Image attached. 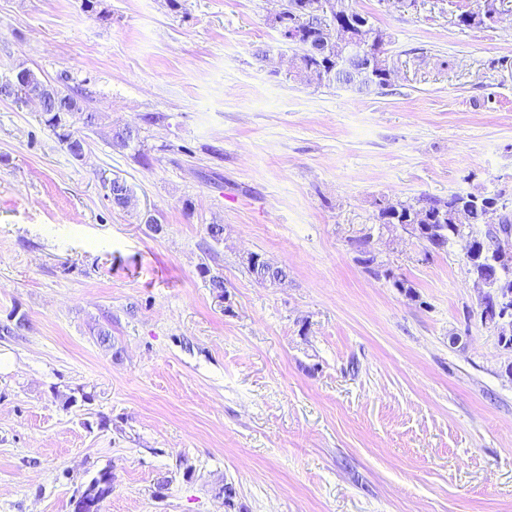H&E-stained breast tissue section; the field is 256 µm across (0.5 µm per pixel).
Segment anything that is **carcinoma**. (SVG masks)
<instances>
[{"mask_svg":"<svg viewBox=\"0 0 512 512\" xmlns=\"http://www.w3.org/2000/svg\"><path fill=\"white\" fill-rule=\"evenodd\" d=\"M328 0H290L288 12L299 18L295 23L294 36L300 41L309 40L319 44L321 50L315 54H302L295 63L296 75L309 83H336L356 86L368 91L372 87L386 86L382 79L387 67L383 64L365 75L358 66L340 64L343 51L355 50L357 43L346 41L338 15L325 11ZM457 25L463 27H484L492 25L485 6L465 10L456 17ZM31 82L50 91L44 97V122L52 131L59 145L72 157L84 155L86 141L80 131L91 132L98 125L99 113L73 112L72 96L78 92L64 91L44 82L36 73H31ZM80 124L81 129L74 128ZM138 130L125 124L121 131L113 132L112 143L126 148L137 138ZM503 195L482 193H452L446 198L421 197L415 202L376 201L377 220L381 224H396L423 244L425 253L446 251L456 244L461 251L470 255L467 259L469 273L477 279L489 280L497 285V291L479 304V318L485 325L497 326L503 321L504 312L497 307L498 297L512 298V254H505L496 243L504 234L512 233V204L502 203ZM490 228L482 231L480 225ZM246 272L259 284H274V278L288 274L285 267L278 265L261 254L256 261L242 260ZM111 480L101 472L93 478L80 495L87 504L78 512H99L100 503L111 493Z\"/></svg>","mask_w":512,"mask_h":512,"instance_id":"obj_1","label":"carcinoma"}]
</instances>
